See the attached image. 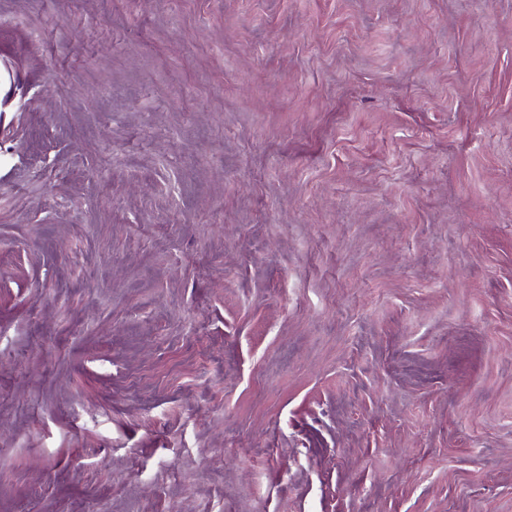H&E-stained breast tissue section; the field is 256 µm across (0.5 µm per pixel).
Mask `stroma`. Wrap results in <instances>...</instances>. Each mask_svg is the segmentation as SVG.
<instances>
[{"label": "stroma", "instance_id": "obj_1", "mask_svg": "<svg viewBox=\"0 0 512 512\" xmlns=\"http://www.w3.org/2000/svg\"><path fill=\"white\" fill-rule=\"evenodd\" d=\"M0 512H512V0H0Z\"/></svg>", "mask_w": 512, "mask_h": 512}]
</instances>
